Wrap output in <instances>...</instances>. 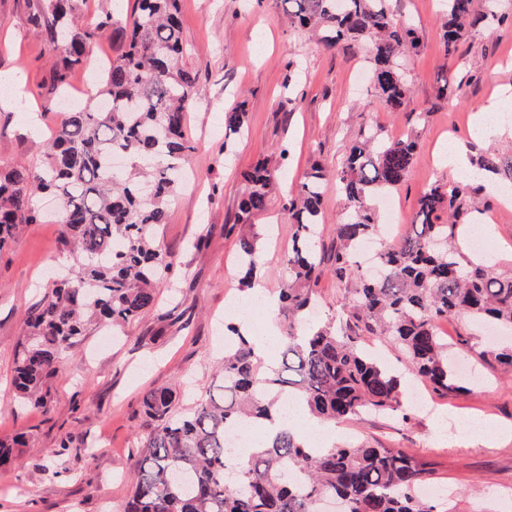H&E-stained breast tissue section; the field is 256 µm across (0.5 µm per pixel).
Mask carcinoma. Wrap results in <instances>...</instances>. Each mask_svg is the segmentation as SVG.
Wrapping results in <instances>:
<instances>
[{
	"instance_id": "obj_1",
	"label": "carcinoma",
	"mask_w": 512,
	"mask_h": 512,
	"mask_svg": "<svg viewBox=\"0 0 512 512\" xmlns=\"http://www.w3.org/2000/svg\"><path fill=\"white\" fill-rule=\"evenodd\" d=\"M296 28L325 32L329 47L365 48L373 62V87L384 108L406 106L411 86L403 59L419 48L416 31L394 18L390 0H285ZM441 53L454 58L468 30L512 24L503 0H443ZM125 51L104 69L101 104L67 113L54 131L46 160L34 170H0V251L39 220L35 199L59 201L55 222L72 276L31 308L16 351L17 395L46 403L64 354L99 320L130 323L154 306L156 286L173 268L170 254L154 241L167 223L181 188V170L195 145L186 134V114L200 94L181 65L183 38L179 0H134ZM32 20L45 29L53 51L62 52L53 84L65 96L82 67L87 47L112 26L105 14L94 24L77 22L80 0H37ZM239 104L224 113V128L245 130ZM417 143L389 139L368 127L360 131L334 174L344 208L337 216L329 254L317 226L325 223L323 200L329 174L315 165L285 209L292 219V246L285 257L288 282L280 290L288 316L280 362L265 364L239 325L224 324L222 384L183 413L168 386L143 393L149 432L136 449L138 479L125 512H319L333 496L343 512H438L418 496L431 474L428 464L402 448L370 445L311 448L307 436L288 427L284 394L303 403L320 425L355 420L367 411L404 420L400 379L364 349L368 339L398 348L412 373L436 392L463 388L439 323L467 320L475 331L486 322L512 329V275L498 272L489 255L470 252V227L461 219L479 214L486 185L436 184L418 199L407 232L377 253L378 274L364 276L355 260L358 245L376 235L375 198L401 185L413 165ZM473 164L490 181L512 185V144L480 152ZM247 190L239 204V254L246 266L241 285L254 288L260 234L251 219L264 211L278 185L280 167L266 159L243 174ZM345 285L336 319L303 329L314 287L324 271ZM478 360L512 371V345L489 347ZM246 420L265 430L248 462L228 468L225 431ZM23 436L0 439V465L15 458ZM299 476L290 481L284 469Z\"/></svg>"
}]
</instances>
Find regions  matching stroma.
<instances>
[{
  "mask_svg": "<svg viewBox=\"0 0 512 512\" xmlns=\"http://www.w3.org/2000/svg\"><path fill=\"white\" fill-rule=\"evenodd\" d=\"M134 0H83L85 23L111 14L110 30L88 47L79 77L99 83L106 61L121 53L130 31ZM396 18L410 21L420 49L407 60L412 100L397 112L384 109L357 48L326 47L294 29L282 0H181L186 53L182 65L202 93L187 114L197 149L189 177L156 229L174 257L155 305L124 328L100 327L67 356L51 381L46 406L17 398L12 371L29 309L67 262L59 227L29 225L0 251V437L25 435L18 462L0 468V512H122L138 476L133 450L149 429L141 396L149 388L176 389L178 408L219 381L224 359V316L230 299H242L238 232L234 219L244 170L279 156L283 176L265 211L254 218L264 235L259 279L268 307L245 318L248 335L266 362L281 345H264L274 306L288 278L282 256L294 226L285 199L295 194L314 165L336 171L360 129L381 128L393 138H414L416 157L405 182L393 191L399 222L412 223L420 192L459 182L438 158L442 144H476L486 150L512 138V123L493 137L477 138L476 113L504 88L512 89V26L469 33L460 61L440 54L441 0H391ZM32 0H0V72L21 71L20 87L0 83V168L40 167L52 132L63 118L48 52L30 17ZM480 74L459 84L461 61ZM457 86L444 97L442 85ZM247 111L245 136H225L224 113L235 104ZM434 413L409 420L366 414L358 422L322 427L329 442H368L408 449L430 464L432 486L447 493L450 512H512V379L487 374L478 386L430 393ZM487 423V435L449 430L445 421ZM70 449L60 452V441ZM94 455H87V448Z\"/></svg>",
  "mask_w": 512,
  "mask_h": 512,
  "instance_id": "stroma-1",
  "label": "stroma"
}]
</instances>
